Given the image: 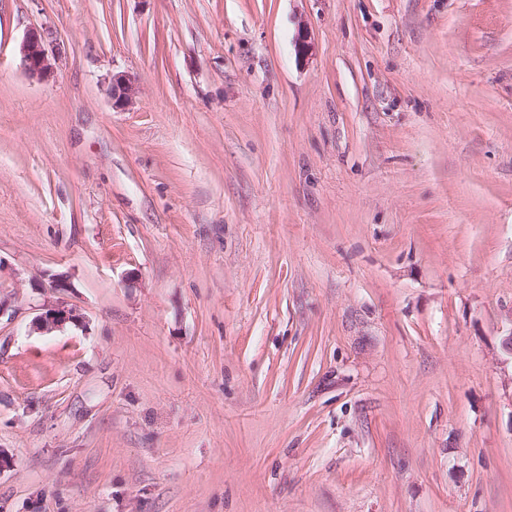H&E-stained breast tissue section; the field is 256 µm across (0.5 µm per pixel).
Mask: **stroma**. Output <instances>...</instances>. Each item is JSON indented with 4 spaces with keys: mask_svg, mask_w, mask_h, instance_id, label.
<instances>
[{
    "mask_svg": "<svg viewBox=\"0 0 512 512\" xmlns=\"http://www.w3.org/2000/svg\"><path fill=\"white\" fill-rule=\"evenodd\" d=\"M0 299V512H512V0H0ZM19 54L21 66L30 77L40 81L54 78L55 67L49 58L41 32L30 31L20 45ZM139 87L128 74L114 73L111 80L110 94L115 108L125 109L136 102ZM74 316L71 309H67L62 304H57L47 308L45 313L39 316L37 319V328L45 332L57 330L63 328L66 323L74 320Z\"/></svg>",
    "mask_w": 512,
    "mask_h": 512,
    "instance_id": "obj_1",
    "label": "stroma"
}]
</instances>
